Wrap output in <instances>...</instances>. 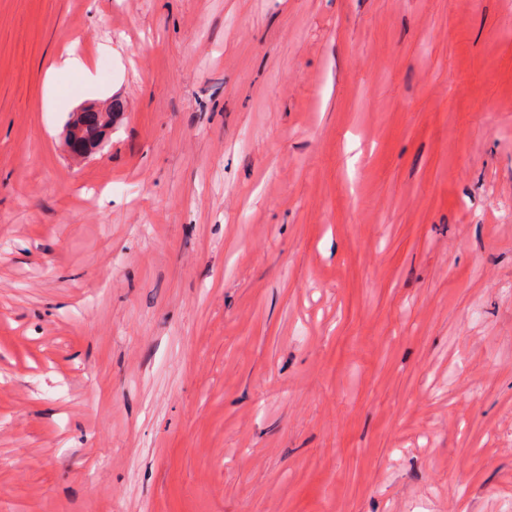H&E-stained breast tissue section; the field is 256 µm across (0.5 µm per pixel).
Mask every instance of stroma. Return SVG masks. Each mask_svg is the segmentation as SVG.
<instances>
[{"label":"stroma","instance_id":"stroma-1","mask_svg":"<svg viewBox=\"0 0 512 512\" xmlns=\"http://www.w3.org/2000/svg\"><path fill=\"white\" fill-rule=\"evenodd\" d=\"M0 512H512V0H0ZM69 73H81L86 83L92 81L91 72L83 58L75 51H69L66 55L60 56L57 60V66H52L47 71V83L52 88L57 86L60 76ZM115 112H72L66 126V144L73 154L92 156L93 149L105 140L106 128Z\"/></svg>","mask_w":512,"mask_h":512}]
</instances>
